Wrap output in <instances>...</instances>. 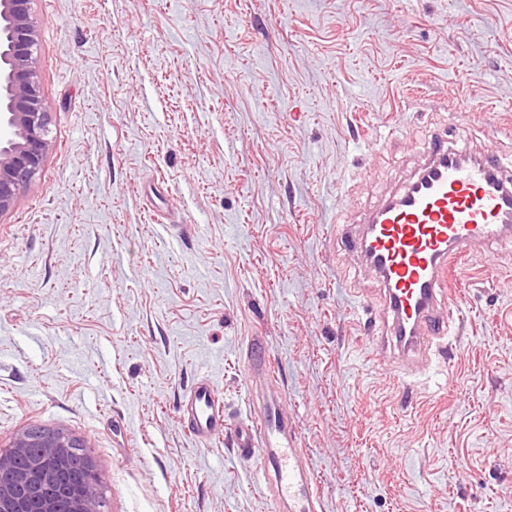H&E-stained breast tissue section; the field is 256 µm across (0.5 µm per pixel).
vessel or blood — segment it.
Segmentation results:
<instances>
[{
    "mask_svg": "<svg viewBox=\"0 0 512 512\" xmlns=\"http://www.w3.org/2000/svg\"><path fill=\"white\" fill-rule=\"evenodd\" d=\"M426 156L419 172L366 217L351 244L382 285L387 318L379 345L407 353L429 350L447 337L452 282L472 246L512 239V177L504 174L495 148L458 159L447 137L438 135ZM248 356L252 376L268 393L254 417L238 427L237 449L242 457L257 458L275 506L322 512V497L275 389L264 337L250 338ZM184 414L196 436L209 439L224 430V401L209 382L192 387Z\"/></svg>",
    "mask_w": 512,
    "mask_h": 512,
    "instance_id": "obj_1",
    "label": "vessel or blood"
}]
</instances>
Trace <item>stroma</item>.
Segmentation results:
<instances>
[{
    "label": "stroma",
    "instance_id": "1",
    "mask_svg": "<svg viewBox=\"0 0 512 512\" xmlns=\"http://www.w3.org/2000/svg\"><path fill=\"white\" fill-rule=\"evenodd\" d=\"M52 143L0 215V448L86 439L106 512H271L234 447L265 337L323 512H512V244L447 351L374 353L345 235L431 134L512 156V0H32ZM209 377L224 432L195 438ZM184 414L189 431L205 439L220 435L224 430V401L214 385L197 382L186 397Z\"/></svg>",
    "mask_w": 512,
    "mask_h": 512
}]
</instances>
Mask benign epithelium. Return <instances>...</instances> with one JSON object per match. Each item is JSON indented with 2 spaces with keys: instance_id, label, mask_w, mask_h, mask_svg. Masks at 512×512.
Returning a JSON list of instances; mask_svg holds the SVG:
<instances>
[{
  "instance_id": "7a95c632",
  "label": "benign epithelium",
  "mask_w": 512,
  "mask_h": 512,
  "mask_svg": "<svg viewBox=\"0 0 512 512\" xmlns=\"http://www.w3.org/2000/svg\"><path fill=\"white\" fill-rule=\"evenodd\" d=\"M31 0H0V215L36 180L50 148ZM0 512H103L85 440L32 426L0 450Z\"/></svg>"
}]
</instances>
